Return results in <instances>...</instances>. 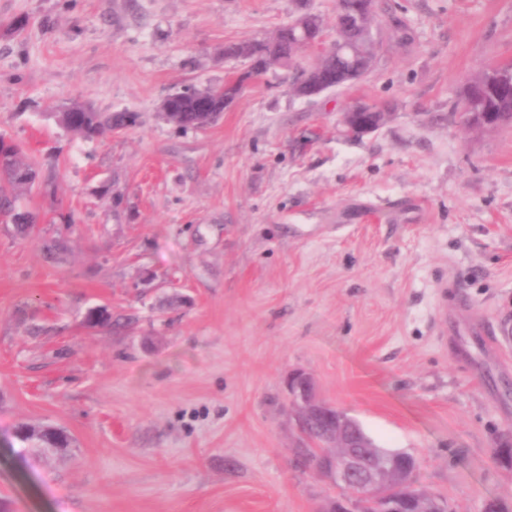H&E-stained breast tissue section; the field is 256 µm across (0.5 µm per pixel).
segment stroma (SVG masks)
Masks as SVG:
<instances>
[{"instance_id": "35a3bbf8", "label": "stroma", "mask_w": 512, "mask_h": 512, "mask_svg": "<svg viewBox=\"0 0 512 512\" xmlns=\"http://www.w3.org/2000/svg\"><path fill=\"white\" fill-rule=\"evenodd\" d=\"M301 9L331 21L336 0H0V133L46 181L22 201L37 235L0 223L10 512H325L340 491L294 454L296 370L417 456L450 512L512 504L493 456L512 443V125L451 113L512 63V0H378L383 46L361 80L308 101L277 67L205 130L159 116L184 86L243 77L225 44ZM359 102L390 116L353 138L341 119ZM73 103L140 121L86 142L51 118ZM104 181L120 203L97 197ZM60 234L68 250L47 259ZM96 305L111 327L85 323ZM480 321L491 335H472ZM19 423L72 444L23 452Z\"/></svg>"}]
</instances>
